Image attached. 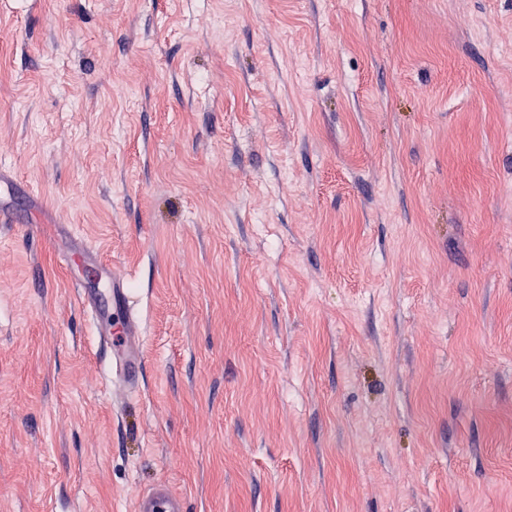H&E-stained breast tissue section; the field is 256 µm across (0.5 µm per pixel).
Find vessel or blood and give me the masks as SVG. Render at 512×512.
<instances>
[{
	"label": "vessel or blood",
	"mask_w": 512,
	"mask_h": 512,
	"mask_svg": "<svg viewBox=\"0 0 512 512\" xmlns=\"http://www.w3.org/2000/svg\"><path fill=\"white\" fill-rule=\"evenodd\" d=\"M100 275L105 287L76 283V298L95 323L99 346L108 356L113 374L126 396L133 398L140 392L145 369L135 294L110 263L101 262ZM134 512H186V507L180 494L159 481L136 492Z\"/></svg>",
	"instance_id": "vessel-or-blood-1"
}]
</instances>
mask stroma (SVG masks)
Returning <instances> with one entry per match:
<instances>
[{
  "instance_id": "1",
  "label": "stroma",
  "mask_w": 512,
  "mask_h": 512,
  "mask_svg": "<svg viewBox=\"0 0 512 512\" xmlns=\"http://www.w3.org/2000/svg\"><path fill=\"white\" fill-rule=\"evenodd\" d=\"M0 166V512H512V0H0ZM99 263L100 275L108 288H91L77 279L71 280L77 300L92 317L100 349L108 356L113 376L129 398L141 389L145 369L143 336L140 317L136 312L132 288L116 272L112 264L93 257V253L76 244L62 260L68 266L76 258ZM135 512H185L183 497L164 481L153 483L137 491L134 496Z\"/></svg>"
}]
</instances>
